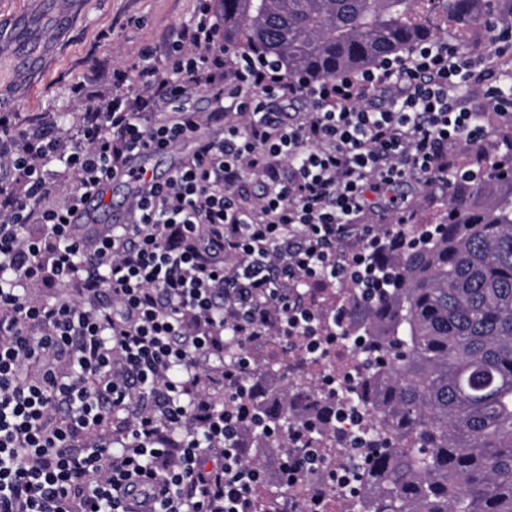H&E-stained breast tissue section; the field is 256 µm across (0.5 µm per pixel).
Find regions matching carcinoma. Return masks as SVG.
I'll return each mask as SVG.
<instances>
[{
  "label": "carcinoma",
  "mask_w": 512,
  "mask_h": 512,
  "mask_svg": "<svg viewBox=\"0 0 512 512\" xmlns=\"http://www.w3.org/2000/svg\"><path fill=\"white\" fill-rule=\"evenodd\" d=\"M224 43L290 73L333 76L452 33L465 48L512 23V0H218ZM453 198L401 250L395 284L361 316L369 387L346 403L381 433L354 437L346 468L364 512H512V159Z\"/></svg>",
  "instance_id": "obj_1"
}]
</instances>
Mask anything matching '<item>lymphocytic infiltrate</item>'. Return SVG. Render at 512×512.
Instances as JSON below:
<instances>
[{
  "label": "lymphocytic infiltrate",
  "mask_w": 512,
  "mask_h": 512,
  "mask_svg": "<svg viewBox=\"0 0 512 512\" xmlns=\"http://www.w3.org/2000/svg\"><path fill=\"white\" fill-rule=\"evenodd\" d=\"M494 56L433 40L366 69L315 78L224 42L210 4L172 43L158 77L112 72V98L71 139L0 113V512H288V488L318 471L308 432L246 460L262 424L249 378L294 340L317 359L348 311L339 284L382 285L417 210L398 186L458 196L475 179L459 149L512 154V99ZM477 83V110L460 92ZM202 88L215 107L188 108ZM217 127L210 138L202 126ZM194 140L162 181L135 155ZM263 179L249 197L247 175ZM118 177L136 192L126 223L88 243L72 214ZM393 211L398 226L364 223ZM236 348L240 358L226 362Z\"/></svg>",
  "instance_id": "obj_1"
}]
</instances>
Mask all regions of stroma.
Masks as SVG:
<instances>
[{
    "label": "stroma",
    "instance_id": "stroma-1",
    "mask_svg": "<svg viewBox=\"0 0 512 512\" xmlns=\"http://www.w3.org/2000/svg\"><path fill=\"white\" fill-rule=\"evenodd\" d=\"M56 0H0V111L51 122L56 135L74 133L81 112L112 95L110 75L154 51L164 69L169 42L195 16L200 0H80L65 29H58ZM26 39L36 64L17 72L13 56ZM82 82L83 99L72 94Z\"/></svg>",
    "mask_w": 512,
    "mask_h": 512
}]
</instances>
